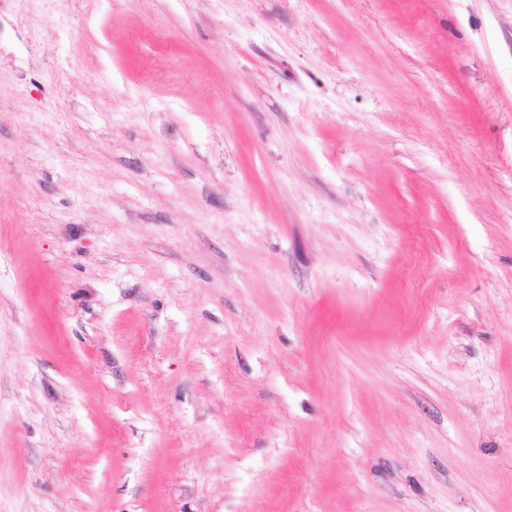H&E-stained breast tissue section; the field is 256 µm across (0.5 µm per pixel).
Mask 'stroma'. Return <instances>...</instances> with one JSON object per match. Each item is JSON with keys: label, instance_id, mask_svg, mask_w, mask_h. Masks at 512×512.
Returning <instances> with one entry per match:
<instances>
[{"label": "stroma", "instance_id": "1", "mask_svg": "<svg viewBox=\"0 0 512 512\" xmlns=\"http://www.w3.org/2000/svg\"><path fill=\"white\" fill-rule=\"evenodd\" d=\"M0 512H512V0H0Z\"/></svg>", "mask_w": 512, "mask_h": 512}]
</instances>
